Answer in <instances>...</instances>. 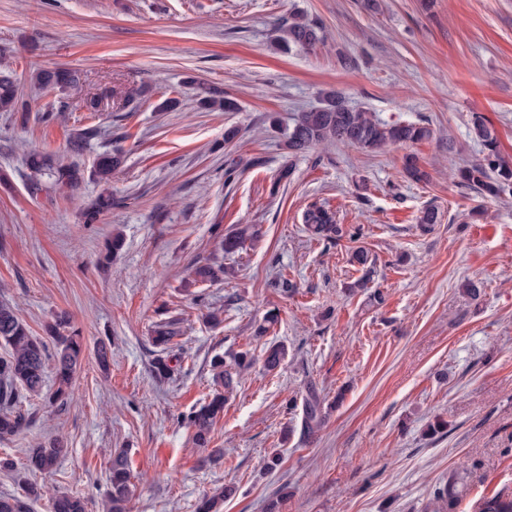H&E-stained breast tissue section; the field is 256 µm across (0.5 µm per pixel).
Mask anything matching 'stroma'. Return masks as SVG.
<instances>
[{"instance_id":"35a3bbf8","label":"stroma","mask_w":512,"mask_h":512,"mask_svg":"<svg viewBox=\"0 0 512 512\" xmlns=\"http://www.w3.org/2000/svg\"><path fill=\"white\" fill-rule=\"evenodd\" d=\"M295 12L323 24V44L274 43L275 25ZM1 68L15 71L29 109L0 112V301L40 337L67 312L85 342L68 405L26 396L16 409L28 427L0 439V459L18 466L56 437L70 450L57 470L29 474L40 492L31 512H51L60 493L105 512L119 448L136 484L127 512H195L222 485L236 489L224 512H266L283 491L282 512H432L433 485L452 476L455 512L512 493V196L482 197L452 175L480 156L476 113L512 160V0H380L375 12L363 0H0ZM41 69L79 76L69 111L47 122L63 93L34 84ZM202 87L237 111L201 108ZM132 90L139 102L128 109ZM330 90L384 121H426L433 135L407 149L289 156L282 127ZM93 96L101 106L90 112ZM168 98L174 107L157 111ZM89 127L95 136L71 156L70 138ZM228 127L238 130L229 143ZM111 149L124 162L109 184L88 177L29 194L27 152L89 173ZM408 152L428 182L405 178ZM105 190L116 207L85 223ZM316 201L338 223L361 225L359 242L308 238L302 214ZM429 205L440 222L425 232L415 218ZM244 224L259 225L260 238L222 253V236ZM116 232L124 246L105 256ZM357 245L372 271L351 262ZM198 262L234 274L188 281ZM281 275L295 294L277 287ZM365 275L367 288L348 292ZM468 281L479 299L464 293ZM271 310L277 322L256 336ZM172 319L180 361L160 380L150 336ZM103 338L105 370L94 354ZM274 341L288 355L269 373L261 359ZM240 351L254 364L209 448L196 447L186 418L214 392L210 361ZM310 392L324 414L311 436L288 407ZM24 483L0 470V496L22 495Z\"/></svg>"}]
</instances>
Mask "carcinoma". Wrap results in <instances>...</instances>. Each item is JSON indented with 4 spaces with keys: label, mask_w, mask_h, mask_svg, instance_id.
<instances>
[{
    "label": "carcinoma",
    "mask_w": 512,
    "mask_h": 512,
    "mask_svg": "<svg viewBox=\"0 0 512 512\" xmlns=\"http://www.w3.org/2000/svg\"><path fill=\"white\" fill-rule=\"evenodd\" d=\"M276 38L283 47L291 45L312 49L323 41V26L316 20L302 14H294L288 23L279 27ZM78 75L69 70L41 71L35 76V84L54 86L59 91L77 85ZM204 109L222 108L226 112L236 110V104L219 98L208 91L199 98ZM0 110L5 112H26L28 106L18 96L16 77L13 71H0ZM472 132L482 147V157L458 169L459 184L491 199L501 197L512 190V164L501 156L498 136L495 128L487 120L474 117ZM285 146L292 155L302 154L321 144H342L354 146L366 153H373L389 145L407 146L428 139L432 129L420 122L388 123L369 112L355 110L347 105L344 97L337 92L323 96L320 104L301 112L292 126L284 131ZM121 164V153L105 152L99 155L93 173L102 182H107L112 172ZM29 166L34 172L56 178V182L67 187L78 186L84 180V170L76 162L63 164L45 154L29 156ZM405 177L415 183L426 182L429 174L420 164L417 156H403ZM112 196L101 195L85 214V221L92 224L101 211L111 208ZM303 224L313 239L331 244L347 238L353 242L362 237V228L358 225L346 227L337 223L336 214L324 205L310 204L303 213ZM254 226L238 228L224 235V252L234 253L241 249L246 240L256 237ZM229 276V268L203 264L195 267L196 280L213 281L219 274ZM49 340L30 334L27 326L19 320L13 309L0 303V438L18 434L25 426L23 414L10 410L12 404L20 398V393L38 394L45 384V366L53 359L57 388L52 400L61 406L68 404L71 384L74 376L82 367L84 347L81 336L72 329L70 318L60 313L47 325ZM177 335L175 321L162 322L155 326L151 341L160 348L153 359V372L159 379H166L174 372L171 365L173 338ZM287 348L280 342L267 346L263 353V366L268 372L277 371L285 361ZM234 367L224 362V357L216 355L211 360L214 371L215 392L211 400L193 411L189 425L193 429V440L201 448L210 444V434L217 420L224 414V405L228 394L238 384L241 370L251 365L248 352L242 351L233 356ZM324 416L320 401L310 395L302 402V424L304 431L314 433L323 423ZM68 452L59 440L27 450V470L31 472H51L57 468ZM127 453L119 451L112 457L109 471L110 495L109 512H126V505L135 492V484ZM453 481L437 485L432 491V500L437 504L436 512H454L456 499L452 493ZM232 490L219 488L205 495L197 506V512H223L224 499L230 497ZM38 496V488L26 484L23 496H0V512H29L28 502ZM53 512H87L88 503L79 495L62 494L52 499ZM475 512H512V494L497 493L481 499L475 506Z\"/></svg>",
    "instance_id": "cac0c4a2"
}]
</instances>
